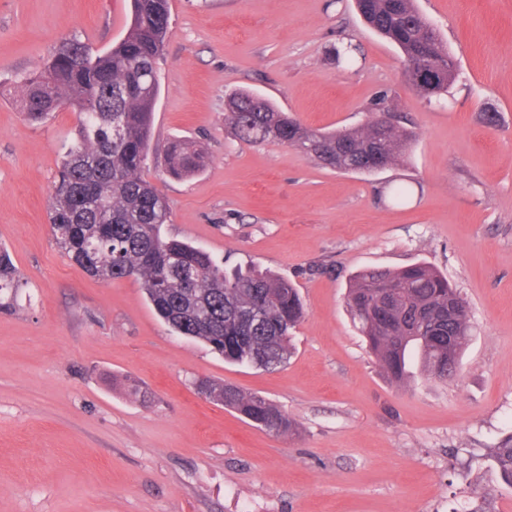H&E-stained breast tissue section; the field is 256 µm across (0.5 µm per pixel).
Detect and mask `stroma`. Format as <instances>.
<instances>
[{
  "mask_svg": "<svg viewBox=\"0 0 512 512\" xmlns=\"http://www.w3.org/2000/svg\"><path fill=\"white\" fill-rule=\"evenodd\" d=\"M416 5L457 66L438 98L404 88L399 49L354 0H169L142 176L165 236L299 289L292 354L267 370L176 335L139 282L91 277L50 232L78 116L28 120L16 83L65 40L110 48L131 0H0V248L27 281L0 310V512H512L492 460L512 433V0ZM347 43L353 64L332 61ZM239 89L323 131L364 125L385 92L416 138L381 172L336 171L237 140L224 100ZM176 139L207 148L196 176L167 173ZM418 262L468 306L448 382L390 380L346 305L355 273ZM202 378L273 402L294 434L206 400Z\"/></svg>",
  "mask_w": 512,
  "mask_h": 512,
  "instance_id": "stroma-1",
  "label": "stroma"
}]
</instances>
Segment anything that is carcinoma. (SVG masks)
Returning <instances> with one entry per match:
<instances>
[{
  "label": "carcinoma",
  "instance_id": "1",
  "mask_svg": "<svg viewBox=\"0 0 512 512\" xmlns=\"http://www.w3.org/2000/svg\"><path fill=\"white\" fill-rule=\"evenodd\" d=\"M356 5L365 22L409 63L431 57L448 63L438 32L414 0H356ZM169 25L168 0H132L127 31L110 49L86 55L87 46L66 41L44 68L19 82L18 101L30 121L41 123L61 108L79 116L53 181V238L92 277L139 281L157 316L178 335L206 344L226 362L273 369L287 361L289 330L304 314L298 289L256 267L228 272L208 251L162 236L169 221L166 200L141 177ZM224 121L244 143L277 141L345 172L383 170L401 159L415 138L395 124L381 128L377 117L358 129H307L246 90L228 96ZM168 160L170 174L189 177L202 169L205 156L175 141ZM25 286L0 250V309L11 306ZM459 298L448 278L424 263L393 272L360 271L347 292L360 335L396 382L408 377L412 361L426 376L448 380L438 368H447L450 359L459 363L469 340L458 336L448 349V334L470 323L465 306L448 321V303ZM196 388L270 433L294 430V422L260 396L208 380L197 381ZM493 461L500 479L512 485V433L495 448Z\"/></svg>",
  "mask_w": 512,
  "mask_h": 512
}]
</instances>
